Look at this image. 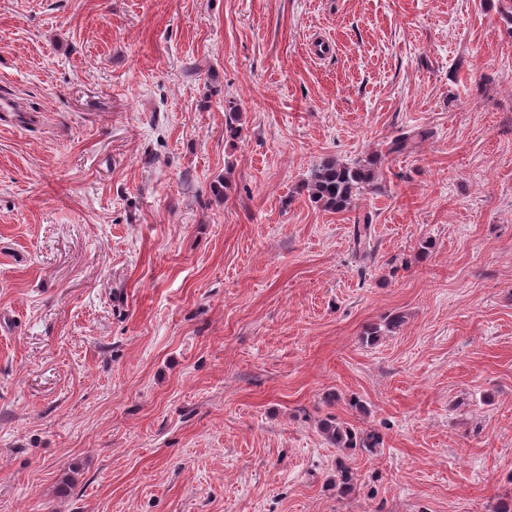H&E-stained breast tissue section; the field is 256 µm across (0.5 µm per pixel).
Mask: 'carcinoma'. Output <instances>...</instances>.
Returning a JSON list of instances; mask_svg holds the SVG:
<instances>
[{
    "label": "carcinoma",
    "instance_id": "cac0c4a2",
    "mask_svg": "<svg viewBox=\"0 0 512 512\" xmlns=\"http://www.w3.org/2000/svg\"><path fill=\"white\" fill-rule=\"evenodd\" d=\"M427 139L433 136L430 129H422L415 134H402L387 143V153L404 154L410 148L414 137ZM377 160L369 158L364 163H340L327 158L315 164L303 183L311 202L335 212L345 211L354 196L364 190L373 188L374 169ZM353 241L355 247L364 253L371 252V226L369 218L364 223H357L353 227ZM321 432L325 440L340 451L363 449L374 452L382 444L381 437L372 430H363L349 423L333 420L321 423ZM356 481L355 473L345 463L344 456L336 461V487L341 492L350 491Z\"/></svg>",
    "mask_w": 512,
    "mask_h": 512
}]
</instances>
